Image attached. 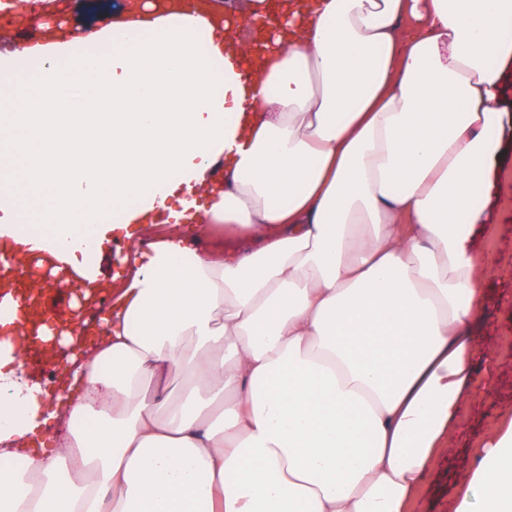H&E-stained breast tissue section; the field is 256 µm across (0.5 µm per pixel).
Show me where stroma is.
<instances>
[{
    "label": "stroma",
    "instance_id": "35a3bbf8",
    "mask_svg": "<svg viewBox=\"0 0 512 512\" xmlns=\"http://www.w3.org/2000/svg\"><path fill=\"white\" fill-rule=\"evenodd\" d=\"M115 0H42L36 23L39 26L63 19L69 38L78 50L89 51L85 37L98 30ZM500 195L492 224L480 237L484 256L493 264L496 275L486 284V299L480 317L471 330L491 348L498 359L494 382H486L482 372H475L470 394L463 403L448 446L438 463L427 474L411 512H452L455 498L461 495L466 477L487 436L504 421L512 419V163H505L499 173ZM192 225L138 224L133 238L117 232L105 251L112 259V269L103 284L105 298H113L129 273L124 260L145 240H158L172 234L190 235ZM92 338L79 345L64 347L51 354L36 347L25 355L29 375L57 388L64 384L72 366L71 358L91 350Z\"/></svg>",
    "mask_w": 512,
    "mask_h": 512
}]
</instances>
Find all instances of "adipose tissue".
Masks as SVG:
<instances>
[{"instance_id": "1", "label": "adipose tissue", "mask_w": 512, "mask_h": 512, "mask_svg": "<svg viewBox=\"0 0 512 512\" xmlns=\"http://www.w3.org/2000/svg\"><path fill=\"white\" fill-rule=\"evenodd\" d=\"M139 14L99 52L0 54L27 78L0 91V261L39 250L99 284L115 230L190 215L260 245L128 254L55 394L0 294V512H407L484 355L512 0H306L251 75L208 12ZM52 420L66 436L28 446ZM469 488L455 512H512V423Z\"/></svg>"}]
</instances>
